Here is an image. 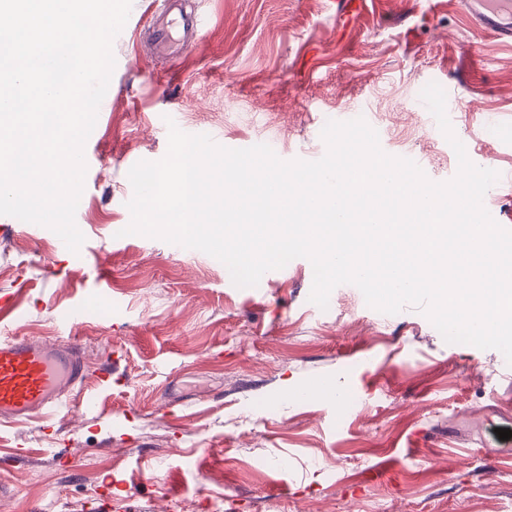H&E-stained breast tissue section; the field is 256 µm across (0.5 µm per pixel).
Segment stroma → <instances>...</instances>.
Wrapping results in <instances>:
<instances>
[{
	"label": "stroma",
	"instance_id": "1",
	"mask_svg": "<svg viewBox=\"0 0 512 512\" xmlns=\"http://www.w3.org/2000/svg\"><path fill=\"white\" fill-rule=\"evenodd\" d=\"M193 3L202 37L161 65L133 29L165 2L132 0L84 147L79 252L58 255L52 230L0 215V298L15 305L0 332L75 337L92 372L109 346L125 371L109 388L87 381L93 404L59 419L62 440L37 421L0 427V512H92L106 483L115 512H512V455L476 444L512 411L500 351L446 342L411 307L381 313L352 284L320 309L305 258L239 288L201 251L120 234L128 172L165 156L170 111L220 146L271 144L285 161L320 159L343 111L447 181L457 156L418 107L432 82L454 89V133L499 172L484 203L512 229V45L475 26L464 0ZM402 107L408 135L390 119ZM331 383L360 411L337 410ZM18 444L26 458H12Z\"/></svg>",
	"mask_w": 512,
	"mask_h": 512
}]
</instances>
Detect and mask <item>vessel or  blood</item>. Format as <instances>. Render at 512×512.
<instances>
[{
  "label": "vessel or blood",
  "mask_w": 512,
  "mask_h": 512,
  "mask_svg": "<svg viewBox=\"0 0 512 512\" xmlns=\"http://www.w3.org/2000/svg\"><path fill=\"white\" fill-rule=\"evenodd\" d=\"M183 0H169L167 13L152 23L155 55L174 58L187 42L197 40L203 17L184 11ZM471 19L497 39L512 43V0H465ZM81 344L36 341L27 336H0V424L23 425L35 418L68 416L86 384Z\"/></svg>",
  "instance_id": "obj_1"
}]
</instances>
